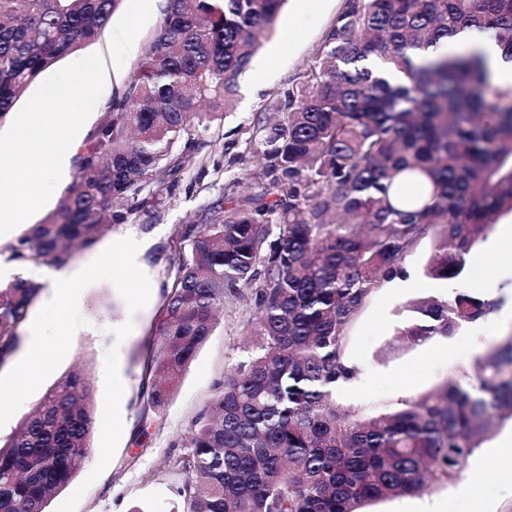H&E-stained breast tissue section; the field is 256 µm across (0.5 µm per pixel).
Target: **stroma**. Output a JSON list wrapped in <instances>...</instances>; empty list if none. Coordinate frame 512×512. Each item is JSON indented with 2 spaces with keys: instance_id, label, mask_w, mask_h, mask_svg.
I'll use <instances>...</instances> for the list:
<instances>
[{
  "instance_id": "stroma-1",
  "label": "stroma",
  "mask_w": 512,
  "mask_h": 512,
  "mask_svg": "<svg viewBox=\"0 0 512 512\" xmlns=\"http://www.w3.org/2000/svg\"><path fill=\"white\" fill-rule=\"evenodd\" d=\"M343 4L344 0H308L300 8L295 0H287L251 61L248 92L237 93L208 128L198 129L191 145L175 149L180 166L166 180L154 205L106 229L94 246L75 251L67 267L81 282L73 295L69 331L59 329L47 295L35 301L28 320L40 324L49 360L20 400L0 397L9 411L7 421L0 424V439L8 438L47 390L73 371L88 374L99 410L89 457L76 469L72 483L49 498L46 512H129L138 503L149 505L152 512L179 507L182 477L172 464L183 451L192 418L205 407L215 383L238 362L255 311L248 289L242 298L225 303L213 334L183 373L165 409L152 420L149 448L138 447L134 436L144 412L140 388L146 350L163 318L166 290L184 250L182 235L198 224L201 206L216 199L232 179H239L241 192L258 191L251 178L257 158L250 143V122L268 101L302 81ZM163 15V7L147 5L145 0H120L109 24L127 27L144 41ZM77 55L102 57L107 72L96 97L78 93L71 100L73 111L86 113L93 131L109 117L99 98L123 90L113 73L132 78L137 63L127 59L120 46L111 45L106 34ZM127 238L146 245L137 278L100 266L104 252L121 250ZM435 242V236H428L407 257L404 266L412 273L407 286L389 282L377 289L351 325L346 357L367 373L368 384L344 402L359 412L379 413L400 399L458 379L507 332L491 314L451 336L408 345L399 342L412 302L450 300L460 289L479 294L493 267L494 258L482 243L472 250L459 279L447 283L431 279L425 267ZM434 507L440 512H512L511 421L496 424L457 480L369 503L366 512H430Z\"/></svg>"
}]
</instances>
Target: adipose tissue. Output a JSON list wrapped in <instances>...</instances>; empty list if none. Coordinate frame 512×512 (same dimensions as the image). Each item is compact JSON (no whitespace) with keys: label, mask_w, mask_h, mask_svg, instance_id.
<instances>
[{"label":"adipose tissue","mask_w":512,"mask_h":512,"mask_svg":"<svg viewBox=\"0 0 512 512\" xmlns=\"http://www.w3.org/2000/svg\"><path fill=\"white\" fill-rule=\"evenodd\" d=\"M481 53L496 82L512 84V62L503 59L494 42L466 33L442 42L436 55ZM70 88L51 81L40 90L46 109L42 112H13L0 132V155H11L27 169L31 180L21 181L0 169V241L10 239L17 226L32 225L52 191L65 181L85 139L87 116L68 109Z\"/></svg>","instance_id":"obj_1"}]
</instances>
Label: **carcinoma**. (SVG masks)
<instances>
[{"instance_id": "obj_1", "label": "carcinoma", "mask_w": 512, "mask_h": 512, "mask_svg": "<svg viewBox=\"0 0 512 512\" xmlns=\"http://www.w3.org/2000/svg\"><path fill=\"white\" fill-rule=\"evenodd\" d=\"M119 0H0V118L48 67L102 34ZM285 0H167L112 118L85 146L61 207L11 246L10 258L61 266L104 224L153 205L145 186L177 168L175 144L217 113ZM512 60V0H345L306 80L256 113L264 160L257 193H224L180 258L141 397L162 410L215 328L224 301L253 291V339L192 421L183 512H362L369 500L459 477L504 419L512 420V334L450 380L397 406L360 414L336 399L352 321L373 291L404 273L433 229L427 274L461 276L499 214L512 212V85L475 53L419 55L461 31ZM379 56L398 81L359 67ZM133 207L112 209V199ZM42 285H0V366ZM496 302L459 291L410 305L402 339L450 336ZM91 381L61 377L0 443V512H45L92 449Z\"/></svg>"}]
</instances>
